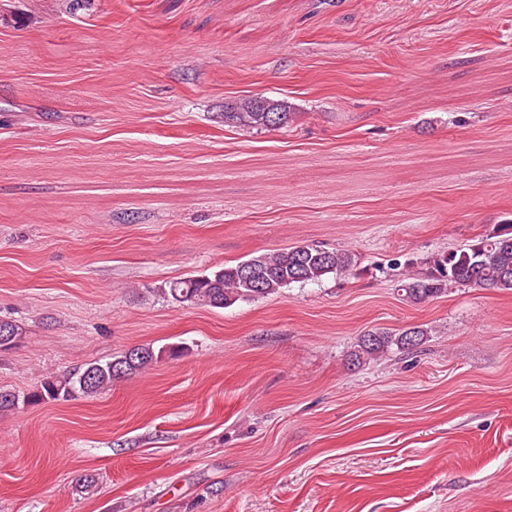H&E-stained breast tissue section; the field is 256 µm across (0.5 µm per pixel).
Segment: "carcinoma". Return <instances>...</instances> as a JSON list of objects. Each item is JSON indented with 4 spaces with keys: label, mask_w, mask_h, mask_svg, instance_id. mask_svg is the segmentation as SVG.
<instances>
[{
    "label": "carcinoma",
    "mask_w": 512,
    "mask_h": 512,
    "mask_svg": "<svg viewBox=\"0 0 512 512\" xmlns=\"http://www.w3.org/2000/svg\"><path fill=\"white\" fill-rule=\"evenodd\" d=\"M295 118V113L272 100L260 108L253 97L244 99L224 113V122L250 128H281ZM356 264L355 254L348 250L326 249L303 245L263 253L234 265H224L199 276L173 281L163 289L173 303L183 306L228 308L239 302L265 298L295 283H315L333 274L347 273ZM424 276L402 283L405 299L422 303L437 297L456 284L464 287L512 290V224H503L492 235L480 237L465 249L438 254L428 261ZM23 329L11 320L0 319V348L16 344ZM429 336L421 327L401 332L371 330L360 338L355 360L373 358L396 348L413 350ZM176 349L139 346L105 363L91 362L74 372L45 378L40 386L23 396L0 389V410H11L19 402L45 400L68 401L78 395L94 396L112 387V383L139 371L165 353Z\"/></svg>",
    "instance_id": "cac0c4a2"
}]
</instances>
